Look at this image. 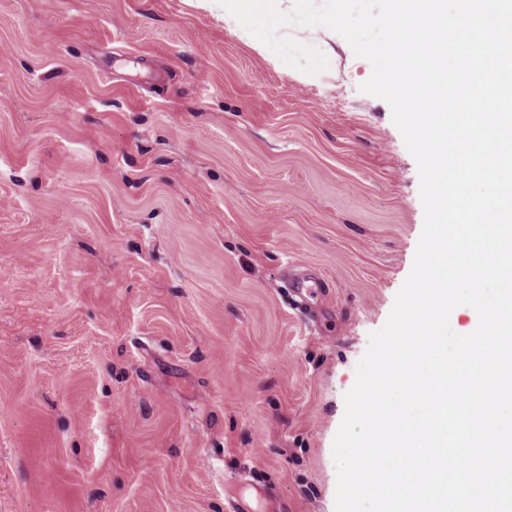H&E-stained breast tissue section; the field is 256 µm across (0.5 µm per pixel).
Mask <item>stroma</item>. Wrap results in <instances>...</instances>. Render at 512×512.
I'll return each mask as SVG.
<instances>
[{
    "label": "stroma",
    "mask_w": 512,
    "mask_h": 512,
    "mask_svg": "<svg viewBox=\"0 0 512 512\" xmlns=\"http://www.w3.org/2000/svg\"><path fill=\"white\" fill-rule=\"evenodd\" d=\"M281 32L328 68L186 0H0V512H335L424 211L368 61Z\"/></svg>",
    "instance_id": "obj_1"
}]
</instances>
